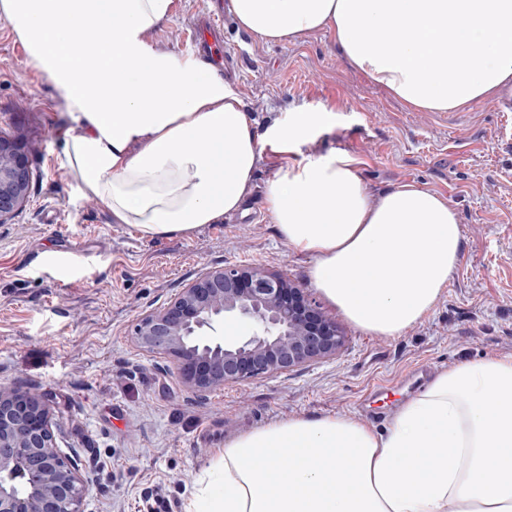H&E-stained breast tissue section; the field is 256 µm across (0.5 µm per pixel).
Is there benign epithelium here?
Masks as SVG:
<instances>
[{
	"label": "benign epithelium",
	"instance_id": "benign-epithelium-1",
	"mask_svg": "<svg viewBox=\"0 0 512 512\" xmlns=\"http://www.w3.org/2000/svg\"><path fill=\"white\" fill-rule=\"evenodd\" d=\"M28 156L0 135V224L24 206ZM226 318L249 336L202 340ZM140 347L166 355L180 383L204 398L229 383L293 371L336 354L343 336L319 304L282 276L233 265L209 271L135 327ZM88 463L59 447L46 394L0 386V512H85Z\"/></svg>",
	"mask_w": 512,
	"mask_h": 512
}]
</instances>
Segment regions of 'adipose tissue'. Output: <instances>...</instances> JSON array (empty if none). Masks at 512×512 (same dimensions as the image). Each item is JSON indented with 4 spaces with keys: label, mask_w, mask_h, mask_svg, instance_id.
<instances>
[{
    "label": "adipose tissue",
    "mask_w": 512,
    "mask_h": 512,
    "mask_svg": "<svg viewBox=\"0 0 512 512\" xmlns=\"http://www.w3.org/2000/svg\"><path fill=\"white\" fill-rule=\"evenodd\" d=\"M172 0H0L27 63L63 99L59 163L80 195L141 238L241 211L265 141L288 154L264 186L278 236L358 330L397 337L435 308L463 256L458 213L413 183L369 200L354 160L302 155L325 112L258 135L223 73L156 48ZM281 41L325 29L396 98L446 112L512 87V0H230ZM381 40L369 42L367 30ZM495 411H487V399ZM183 512H512V355L437 371L385 430L295 416L215 449Z\"/></svg>",
    "instance_id": "obj_1"
}]
</instances>
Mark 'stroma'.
I'll return each instance as SVG.
<instances>
[{"label":"stroma","instance_id":"stroma-1","mask_svg":"<svg viewBox=\"0 0 512 512\" xmlns=\"http://www.w3.org/2000/svg\"><path fill=\"white\" fill-rule=\"evenodd\" d=\"M209 5L172 0L156 45L193 54L187 30ZM220 67L258 134L292 112L332 113L304 154L349 155L373 196L416 183L448 199L462 262L435 309L403 335L364 334L327 303L344 338L336 355L198 399L167 358L138 346L135 326L227 265L257 266L312 293L308 257L277 235L263 206L282 154L264 147L244 212L187 238L142 239L76 196L58 164L68 122L59 94L0 16V134L24 145L31 169L25 205L0 224V385L48 395L60 447L90 462L86 512H146L143 496L156 488L170 512H183L227 439L298 415L342 414L381 430L410 396L412 372L512 354V94L425 111L351 68L331 32L273 42L230 11Z\"/></svg>","mask_w":512,"mask_h":512}]
</instances>
